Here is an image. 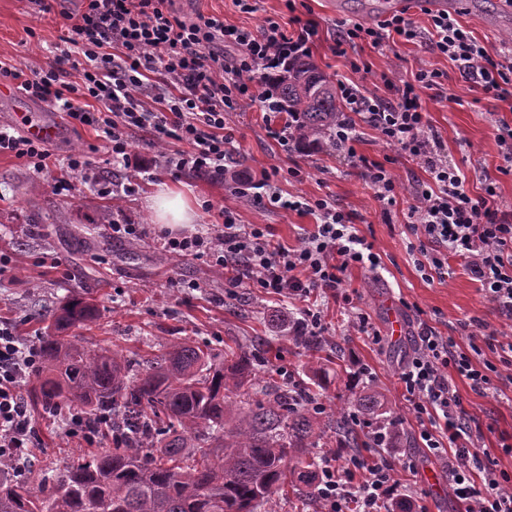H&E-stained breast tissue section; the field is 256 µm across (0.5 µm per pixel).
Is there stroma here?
<instances>
[{
    "instance_id": "obj_1",
    "label": "stroma",
    "mask_w": 512,
    "mask_h": 512,
    "mask_svg": "<svg viewBox=\"0 0 512 512\" xmlns=\"http://www.w3.org/2000/svg\"><path fill=\"white\" fill-rule=\"evenodd\" d=\"M343 2L295 0L290 10L286 0H255V11L244 13L234 0H174L172 10L185 19L220 15L225 23L250 30L260 29L270 19L287 24L294 15L314 21L318 34L311 60L333 80L350 79L371 93H383L380 76L390 69L406 77L420 69L443 72L454 101H439L428 90L421 94L434 129L449 157L467 171L473 193H481L485 181L491 180L501 200L512 205V173L500 171L503 160L495 138L501 123L512 125V100L488 98L462 79L446 56L416 44L397 41L376 48L363 42L347 55L337 56V23L362 20L360 14L344 10ZM496 2L486 0L485 7L457 16L492 54L500 47L501 28L512 27L511 16L488 17L487 7ZM81 8L80 0H61L57 11L45 13L36 0H0V60L27 72L51 65L62 12L76 14ZM226 128L234 149L223 177L189 171L170 175L160 164L161 147L149 134L134 132L130 153L149 166L154 178L143 182L134 196L117 200L102 195L99 185L126 182L130 171L120 164H107V151L93 127L64 126L53 144L58 167H66L69 156L82 154L97 174L93 180L74 174L68 192H55L49 175L34 172L13 157L0 156V252L10 257L12 266L0 278V316L11 318L21 336L36 342L43 333L37 311L68 297L90 298L97 308L95 319L80 331L89 345H107L126 356L155 353L179 339L208 345L219 358L228 348L260 350L254 376L282 386L293 381L315 388L326 416L352 408L365 390L378 392L383 405L374 420L393 424L398 433L399 453L392 456V463L401 464L410 456L418 459L421 469L442 472L440 462L429 458L416 440L417 423L406 409L397 380L398 364L412 352L423 321L454 337L461 348L478 345L483 359L500 364L498 339L512 335V322L483 298L457 256L448 258L452 276L422 279L420 254L411 247L408 208L417 185L428 178L424 168L386 144L367 124H359L357 153L389 163L402 183L396 205L387 210L357 168L338 157L301 151L270 137L259 105L246 104L229 112ZM265 170L276 171L275 182L282 193L328 198L356 213L360 234L374 244L384 268L378 274L351 269L343 287L357 292L361 311L380 331L387 321L385 301L400 304L405 336L395 342L386 338L372 343L351 327L347 311L329 297L320 302L328 332L320 350L310 351L297 344L288 329L289 319L298 314L299 301L256 288L230 296L220 272L198 261L162 256L158 245L166 228L153 223L147 207L162 185L182 192L197 212L195 223L185 225V232L206 231L225 208L236 214L239 223L268 225L274 242L289 248L298 245L305 231L312 229L314 216L254 204L233 180L237 174L257 177ZM115 219L141 225L143 241L131 244L113 239L110 224ZM193 281L199 282V289H190ZM362 365L372 375L354 381L353 374ZM448 379L482 433L477 449L489 452L498 459L500 469L512 474V457L501 452L502 444H512V384L501 383L479 394L456 373H449ZM31 417L36 429L33 462L18 469V476H28L34 469H59L86 454V447L66 435L59 419L37 411Z\"/></svg>"
}]
</instances>
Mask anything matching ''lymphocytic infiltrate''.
Wrapping results in <instances>:
<instances>
[{
    "instance_id": "obj_1",
    "label": "lymphocytic infiltrate",
    "mask_w": 512,
    "mask_h": 512,
    "mask_svg": "<svg viewBox=\"0 0 512 512\" xmlns=\"http://www.w3.org/2000/svg\"><path fill=\"white\" fill-rule=\"evenodd\" d=\"M82 2L76 22L65 25L58 37L52 65L29 75L0 60V80L14 82L29 96L65 112L72 124L93 127L113 161L130 164V133L150 132L164 145L163 166L173 173L188 168L223 174L233 143L225 131V114L253 103L270 110L267 75L287 59L309 54L317 34L315 22L296 16L285 27L267 20L256 34L225 24L218 15L182 20L172 12L171 0ZM394 36L448 57L462 78L491 98L512 99V43L489 54L448 13L431 15L425 28L401 13L373 27L341 23L336 52L345 55L360 41L381 47ZM72 71L78 82L68 81ZM381 79L387 89L383 96L340 82L346 113L333 134L337 156L359 169L386 206L395 205L399 180L384 164L357 154L358 122L418 160L428 180L417 191L409 217L413 234L426 247L421 271L443 279L451 274L449 255L463 257L484 296L511 321L512 209L501 203L495 184H486L478 195L469 190L466 172L449 159L430 124L420 93L427 89L447 99L442 73L422 69L408 80L389 72ZM149 88L155 91L152 109L141 101ZM90 99L103 103V111H88ZM1 153L39 173L53 159L50 146L9 125L0 126ZM250 187L256 202L314 216L312 231L298 246L275 244L266 225L238 223L233 212L223 209L210 232L165 234L163 253L225 270L224 286L231 291L258 288L287 299L304 300L315 292L341 298L352 312L353 328L374 335L357 298L341 290L349 269L382 267L381 255L360 235L353 214L326 199L283 198L269 174ZM39 361L35 343L18 336L10 321L0 320V464L19 465L34 446L32 418L21 390ZM494 370L425 322L399 369L418 439L446 466L448 493L460 512H512V493L503 487L512 475L500 470L497 460L481 459L476 449L463 445L466 411L448 379L456 373L482 393L491 389ZM398 468L412 475L417 462L409 457ZM398 468L384 457L370 461L354 455L343 464L337 455L325 454L316 484L320 512H395L401 505L413 512L408 485L393 476Z\"/></svg>"
}]
</instances>
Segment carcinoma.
<instances>
[{
	"label": "carcinoma",
	"instance_id": "cac0c4a2",
	"mask_svg": "<svg viewBox=\"0 0 512 512\" xmlns=\"http://www.w3.org/2000/svg\"><path fill=\"white\" fill-rule=\"evenodd\" d=\"M267 89L297 145L336 151L333 132L345 106L308 57L268 77ZM94 315L83 299L51 312L29 401L52 417L76 409L93 425L107 416L112 449L44 471L36 487L0 479V512H257L286 479L310 485L317 461L300 456L315 453L326 431L343 433L348 445L359 441L345 416L325 420L305 409L311 394L304 387L250 383L252 355L218 363L180 340L154 358L130 360L64 336ZM380 405L374 391L356 403L362 415Z\"/></svg>",
	"mask_w": 512,
	"mask_h": 512
}]
</instances>
